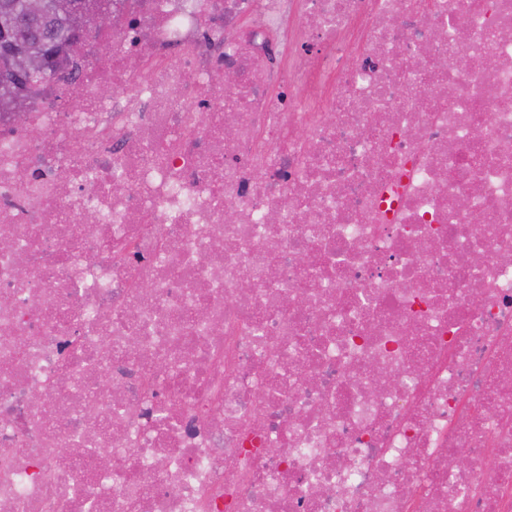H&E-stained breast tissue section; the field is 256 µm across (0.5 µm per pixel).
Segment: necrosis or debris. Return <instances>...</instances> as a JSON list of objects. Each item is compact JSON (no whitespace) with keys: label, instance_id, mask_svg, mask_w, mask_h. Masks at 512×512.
Segmentation results:
<instances>
[{"label":"necrosis or debris","instance_id":"4bbe7bcc","mask_svg":"<svg viewBox=\"0 0 512 512\" xmlns=\"http://www.w3.org/2000/svg\"><path fill=\"white\" fill-rule=\"evenodd\" d=\"M107 42L0 111V506L512 512V0Z\"/></svg>","mask_w":512,"mask_h":512}]
</instances>
